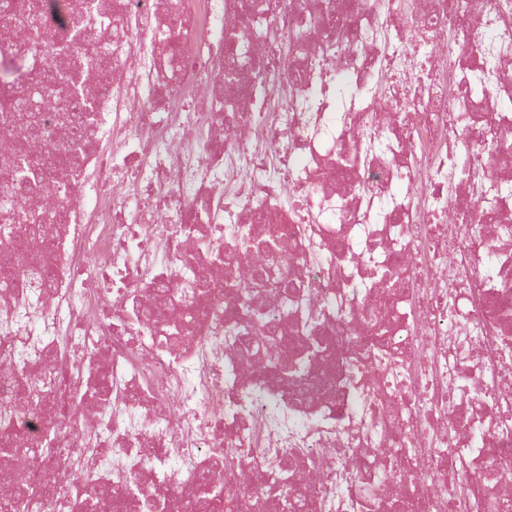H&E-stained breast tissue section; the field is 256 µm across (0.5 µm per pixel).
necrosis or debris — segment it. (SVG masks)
I'll return each mask as SVG.
<instances>
[{
	"mask_svg": "<svg viewBox=\"0 0 512 512\" xmlns=\"http://www.w3.org/2000/svg\"><path fill=\"white\" fill-rule=\"evenodd\" d=\"M164 2L123 0L112 16V78L81 139L69 219L33 243L52 286L23 323L29 278L0 303V462L55 431L14 512H71L75 472L110 484L103 512H148L154 484L168 512H186L203 472L243 512L284 451L299 512H386L403 476L398 512H512V268L499 257L512 211L485 194L512 186V113L498 106L512 99V0ZM250 3L276 39L244 70L245 38L226 21ZM340 74L356 89L342 105ZM479 76L480 105L463 112ZM339 109L343 125L317 139ZM229 120L239 135L200 163L201 129ZM197 183L234 192L202 202L215 221L186 218ZM202 239L225 245L223 271ZM260 240L274 279L322 321L281 323V358L306 359L288 374L267 346L245 361L224 347L244 304L278 321L274 288L238 277ZM161 287L176 299L146 321L141 293ZM183 303L202 315L174 345L163 322ZM103 368L122 397L87 422L73 398ZM35 386L50 410L27 405Z\"/></svg>",
	"mask_w": 512,
	"mask_h": 512,
	"instance_id": "4bbe7bcc",
	"label": "necrosis or debris"
}]
</instances>
